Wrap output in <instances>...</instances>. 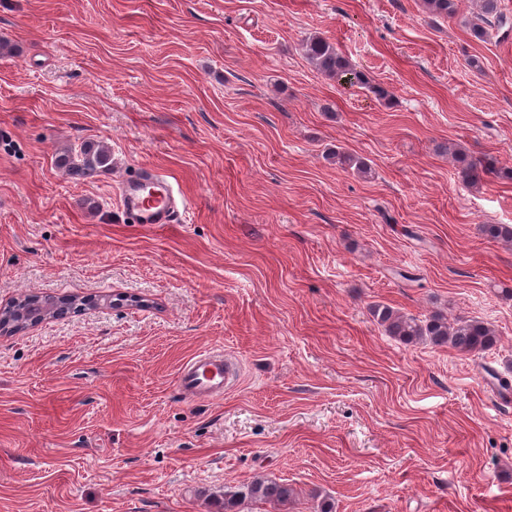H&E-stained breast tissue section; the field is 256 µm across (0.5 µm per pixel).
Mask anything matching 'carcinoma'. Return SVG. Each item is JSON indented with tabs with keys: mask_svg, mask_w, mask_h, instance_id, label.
I'll return each mask as SVG.
<instances>
[{
	"mask_svg": "<svg viewBox=\"0 0 512 512\" xmlns=\"http://www.w3.org/2000/svg\"><path fill=\"white\" fill-rule=\"evenodd\" d=\"M423 5L429 14L438 18H452L458 12V0H423ZM510 26L512 19L501 11V0H477V10L470 20V29L475 38L484 39L490 28L502 30ZM305 54L315 69L325 76L343 78L351 85H359L381 102L390 100L385 87L373 83L363 72L352 67L325 38H308ZM111 160L107 146L90 142L82 144L78 150L67 151L60 160V166L67 173L92 178L110 165ZM453 160L462 181L471 187L481 184L490 175L512 178L511 169L503 172L490 166L484 159L461 150L453 151ZM336 162L359 175L370 172L369 164L358 156L338 151ZM482 233L490 239L512 245V225L484 224ZM371 312L387 335L405 344L425 341L434 346L450 345L461 352L474 354L489 350L496 344L494 330L482 321L463 318L450 321L441 314L419 320L384 304L374 305ZM295 497V488L287 482L259 477L235 491L224 492L213 500L212 506L214 512H240L245 503L286 507Z\"/></svg>",
	"mask_w": 512,
	"mask_h": 512,
	"instance_id": "1",
	"label": "carcinoma"
}]
</instances>
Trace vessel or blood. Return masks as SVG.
Wrapping results in <instances>:
<instances>
[{"label":"vessel or blood","instance_id":"vessel-or-blood-1","mask_svg":"<svg viewBox=\"0 0 512 512\" xmlns=\"http://www.w3.org/2000/svg\"><path fill=\"white\" fill-rule=\"evenodd\" d=\"M177 191L167 176L153 167L124 180L119 200L127 220L133 224H175L181 216ZM237 366L223 350L215 349L191 357L176 375V384L190 398L209 399L223 394L235 381Z\"/></svg>","mask_w":512,"mask_h":512}]
</instances>
